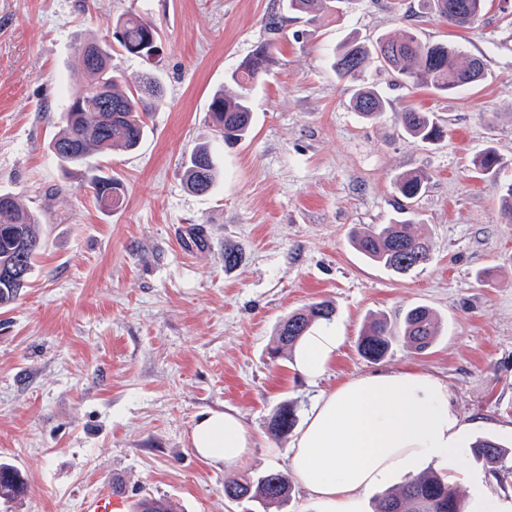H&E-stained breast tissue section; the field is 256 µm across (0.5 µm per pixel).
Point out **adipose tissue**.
I'll list each match as a JSON object with an SVG mask.
<instances>
[{"label":"adipose tissue","instance_id":"obj_1","mask_svg":"<svg viewBox=\"0 0 512 512\" xmlns=\"http://www.w3.org/2000/svg\"><path fill=\"white\" fill-rule=\"evenodd\" d=\"M344 341L335 325L312 329L297 349V368L320 376ZM194 452L215 463L250 457L254 440L234 413L211 412L193 426ZM471 425L448 403L438 378L408 370L353 378L316 397L290 445L291 472L320 512H361L372 486L392 474H414L444 461L449 483L465 484L458 468L471 446Z\"/></svg>","mask_w":512,"mask_h":512}]
</instances>
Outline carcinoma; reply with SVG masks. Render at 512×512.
Segmentation results:
<instances>
[{"label":"carcinoma","mask_w":512,"mask_h":512,"mask_svg":"<svg viewBox=\"0 0 512 512\" xmlns=\"http://www.w3.org/2000/svg\"><path fill=\"white\" fill-rule=\"evenodd\" d=\"M351 0H287L288 11L320 17L346 13ZM476 0H425L435 14L459 28H471L467 16ZM115 35L120 48L149 62L159 53L160 33L150 18L130 13L117 19ZM78 65L89 76V82L69 92L63 107L64 127L51 141L53 154L65 166H80L88 157H103L116 150L134 151L140 146L147 127L146 118L162 97L161 83L152 75L142 76L132 87L125 75L112 66V47L95 36L84 39L77 48ZM274 61L269 44H261L239 68L232 71L228 82L236 87L216 91L208 106L212 127L226 143L234 145L246 137L251 127L252 112L249 92L266 74ZM331 67L336 77L356 81L368 68L391 71L400 82L412 88L428 87L437 93L463 90L484 77V62L464 54L447 42L421 40L412 30L387 35L374 42L356 36L346 39L335 49ZM351 104L365 119H377L386 111L384 95L369 85L355 89ZM397 124L409 138L432 145L443 137L442 127L434 113L408 107L397 115ZM500 158L489 147L475 153L471 166L478 174L492 178L499 193L503 213L512 216V184L500 185L496 174ZM217 177V168L206 145L195 147L183 162L186 185L198 194L209 192ZM427 177L409 172L396 178L399 195L411 204L426 188ZM91 189L99 208H118L123 201L124 185L120 179L98 175L91 180ZM40 220L24 207L19 197L0 193V306L16 300L28 287L34 261L43 247L39 232ZM351 245L367 260L395 274L406 275L431 259V238L426 225L414 219L393 224L368 225L352 231ZM336 310L328 302H315L294 311L277 326L280 352L292 351L313 326L331 323ZM437 336L436 314L426 306L408 309L397 326L378 319L360 335L358 351L372 362L384 360L394 344L404 341L418 352L431 348ZM296 409L290 405L277 408L269 421L272 433L285 436L297 424ZM512 448L491 440L480 439L470 447L471 458L494 471L506 467ZM25 480L13 466L0 463V500L10 501L23 495ZM288 474L268 471L256 477L227 475L224 496L229 500L251 499L273 504L290 497ZM136 512H174L170 501L145 496L136 504ZM377 512H467L458 491L434 472L410 477L398 490L385 494Z\"/></svg>","instance_id":"1"}]
</instances>
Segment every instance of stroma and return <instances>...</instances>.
<instances>
[{
  "instance_id": "stroma-1",
  "label": "stroma",
  "mask_w": 512,
  "mask_h": 512,
  "mask_svg": "<svg viewBox=\"0 0 512 512\" xmlns=\"http://www.w3.org/2000/svg\"><path fill=\"white\" fill-rule=\"evenodd\" d=\"M128 12L157 23L160 56L116 46L112 63L132 82L154 71L164 100L136 151L62 166L50 143L65 94L87 81L77 46ZM274 15L281 29H269ZM402 29L458 44L483 59L486 77L446 96L367 70L363 81L389 106L364 119L329 56L349 36ZM267 42L276 62L251 92V132L224 145L211 96ZM407 106L435 113L443 138L402 134L395 113ZM205 141L218 178L200 195L182 162ZM488 146L503 161L500 180H512V13L498 0L469 29L424 13L421 0H356L338 22L296 17L285 0H0V192L39 214L43 240L28 288L0 307V462L27 484L0 512H81L103 491L121 494L124 512L145 495L179 512H317L296 486L279 504L228 500L224 478L287 471L289 440L268 428L281 404L303 414L320 392L390 370L439 378L475 434L511 444L512 223L469 168ZM414 171L427 177L414 210L432 258L398 276L349 235L399 220L394 182ZM99 172L123 181L119 208L96 205ZM185 224L206 226L207 249L182 247ZM228 247L242 256L236 266L224 264ZM316 301L335 306L345 341L311 380L269 350L279 320ZM418 305L439 318L429 350L398 343L376 363L359 354L371 318L397 323ZM224 410L255 438L245 462L212 464L190 446L194 423Z\"/></svg>"
}]
</instances>
